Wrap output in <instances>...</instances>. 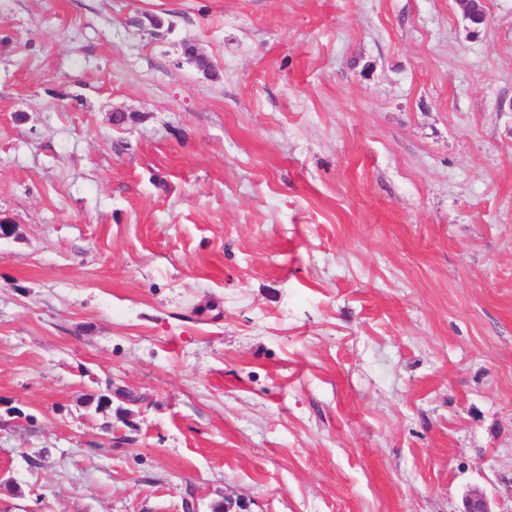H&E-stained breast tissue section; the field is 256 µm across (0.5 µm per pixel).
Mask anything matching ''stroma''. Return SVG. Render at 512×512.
Segmentation results:
<instances>
[{
  "label": "stroma",
  "instance_id": "obj_1",
  "mask_svg": "<svg viewBox=\"0 0 512 512\" xmlns=\"http://www.w3.org/2000/svg\"><path fill=\"white\" fill-rule=\"evenodd\" d=\"M484 7L0 0V512H512Z\"/></svg>",
  "mask_w": 512,
  "mask_h": 512
}]
</instances>
